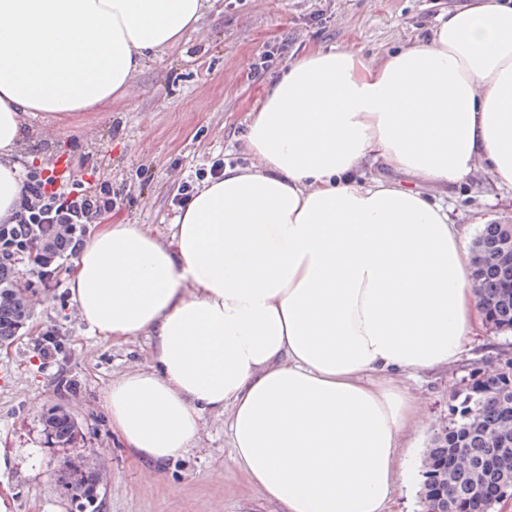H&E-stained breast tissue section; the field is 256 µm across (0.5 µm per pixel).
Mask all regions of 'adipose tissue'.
Wrapping results in <instances>:
<instances>
[{"instance_id": "ef3b65f1", "label": "adipose tissue", "mask_w": 512, "mask_h": 512, "mask_svg": "<svg viewBox=\"0 0 512 512\" xmlns=\"http://www.w3.org/2000/svg\"><path fill=\"white\" fill-rule=\"evenodd\" d=\"M204 8L0 0V222L20 195L22 115L109 99ZM246 140L254 164L206 180L169 238L108 224L83 243L82 321L151 339L147 369L106 391L108 420L160 468L224 413L235 464L282 512H385L422 420L397 375L455 363L485 326L471 228L433 191L480 163L512 186V4L469 0L378 65L339 48L288 64ZM375 162L420 189L362 178Z\"/></svg>"}]
</instances>
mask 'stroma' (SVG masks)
I'll return each mask as SVG.
<instances>
[{"label":"stroma","mask_w":512,"mask_h":512,"mask_svg":"<svg viewBox=\"0 0 512 512\" xmlns=\"http://www.w3.org/2000/svg\"><path fill=\"white\" fill-rule=\"evenodd\" d=\"M466 0H214L194 31L146 60L125 90L100 106L56 118L29 112L15 160L62 179L111 182L122 192L116 224H138L166 237L185 182L200 184L213 161L246 166L249 114L272 79L316 49L351 48L381 61L425 40L439 15ZM267 69L254 65L265 51ZM436 196L458 222L487 212L512 224V186L485 169ZM73 259L54 277L30 282L29 318L14 341L0 347V493L15 512H78L61 488V464L106 474L93 512H280L257 485L244 480L232 460L226 418L205 414L196 448L154 468L123 448L109 425L103 396L112 383L146 369L149 340L115 342L91 330L69 298ZM53 333L56 355L39 347ZM512 351V333L485 329L481 340L449 368L400 381L416 395L431 426L406 437L402 457L421 465L435 434L448 420L454 394L472 370L496 365ZM61 406L78 425L74 443H47L42 416Z\"/></svg>","instance_id":"1"}]
</instances>
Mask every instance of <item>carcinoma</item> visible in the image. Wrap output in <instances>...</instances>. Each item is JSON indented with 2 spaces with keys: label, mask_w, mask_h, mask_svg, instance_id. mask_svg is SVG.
Masks as SVG:
<instances>
[{
  "label": "carcinoma",
  "mask_w": 512,
  "mask_h": 512,
  "mask_svg": "<svg viewBox=\"0 0 512 512\" xmlns=\"http://www.w3.org/2000/svg\"><path fill=\"white\" fill-rule=\"evenodd\" d=\"M47 229L33 227L22 253L0 259V344L26 319L28 301L20 267L43 252ZM472 280L488 322L512 331V224H486L474 243ZM46 437L68 445L76 428L55 413L44 420ZM512 478V369L475 371L448 408V423L423 462L421 512H490L503 479Z\"/></svg>",
  "instance_id": "cac0c4a2"
}]
</instances>
